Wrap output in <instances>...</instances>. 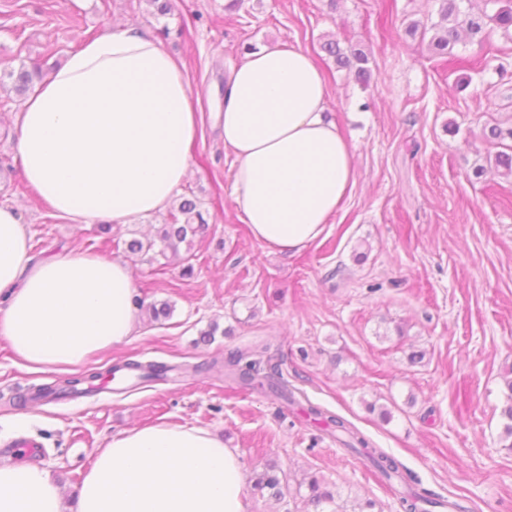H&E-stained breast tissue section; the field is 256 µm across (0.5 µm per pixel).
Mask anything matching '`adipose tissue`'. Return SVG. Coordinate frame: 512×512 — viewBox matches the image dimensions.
I'll list each match as a JSON object with an SVG mask.
<instances>
[{"label":"adipose tissue","mask_w":512,"mask_h":512,"mask_svg":"<svg viewBox=\"0 0 512 512\" xmlns=\"http://www.w3.org/2000/svg\"><path fill=\"white\" fill-rule=\"evenodd\" d=\"M309 53L250 52L224 77L214 125L234 156L232 197L253 236L284 250L323 233L356 185L355 147L328 112ZM27 183L72 224H140L174 204L200 134L181 66L129 25L83 41L16 115ZM136 288L120 261L31 254L0 206V338L29 367H76L132 336ZM0 512H248L235 449L209 430L159 423L112 437L76 497L47 467L0 458Z\"/></svg>","instance_id":"1"}]
</instances>
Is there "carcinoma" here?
Listing matches in <instances>:
<instances>
[{
  "mask_svg": "<svg viewBox=\"0 0 512 512\" xmlns=\"http://www.w3.org/2000/svg\"><path fill=\"white\" fill-rule=\"evenodd\" d=\"M432 2L436 6V20L428 25L413 22L407 27V31L412 35L418 33L423 37L428 33L431 34V47L438 54L447 56L448 63L453 65L469 62L468 56L454 52L455 46L461 44L463 39L466 38L471 43L481 45L487 38L490 24L493 23L505 31L512 28V5L501 6L494 13L489 14L485 10L470 11V8L464 6V3L470 0H432ZM322 49L334 58L338 67L353 73L358 82L366 84L370 81L369 58L363 49L353 45L343 49L335 41L326 42ZM9 76L15 78L16 94L23 96L33 87L35 81L42 78L43 71L37 64L30 69L22 65L18 71L10 72ZM197 219H202V216L196 211V204L185 199L179 205L177 212L170 215V222L163 225L157 238L145 241L133 239L127 243V249L132 253H147L159 245L162 254L168 249L176 253L179 244L197 234L199 230V225L195 224ZM254 355L255 351L252 349H237L229 353L225 360V377L241 387L269 394L287 405L295 404L294 392L288 389L281 373L273 367L270 371H265L264 361L254 358ZM122 368L139 372L143 381L158 379L175 381L186 373V368L180 365H167L154 361L146 363L127 361ZM100 376L99 372H91L67 380L63 387L41 386L38 388V394L41 396L80 395L85 393V389L82 388L84 383ZM505 384L507 407L504 409V416L509 423L504 427L501 442L503 447L512 451V378L505 379ZM304 414L319 418L325 430L336 434L337 442L366 458L387 481L404 484L414 482L408 469L393 456L376 447L347 419L312 404L304 409ZM285 480V472L272 466L254 477V489L260 493L266 490L270 495L282 498ZM293 498H299L314 506L319 512H372L375 508V502L371 500L363 505H349L348 501L328 490L324 480L316 475L302 478L297 483ZM399 506L401 512H467V507L462 503L444 499L427 489H410L403 493L399 498Z\"/></svg>",
  "mask_w": 512,
  "mask_h": 512,
  "instance_id": "1",
  "label": "carcinoma"
}]
</instances>
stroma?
Returning a JSON list of instances; mask_svg holds the SVG:
<instances>
[{
  "label": "stroma",
  "instance_id": "stroma-1",
  "mask_svg": "<svg viewBox=\"0 0 512 512\" xmlns=\"http://www.w3.org/2000/svg\"><path fill=\"white\" fill-rule=\"evenodd\" d=\"M0 0V202L17 206L39 258L62 250L126 263L138 303H169V317L144 315L129 341L94 354L78 374L128 360L213 369L180 381L51 403L31 388L68 380L29 370L0 339V457L30 458L75 493L98 450L121 431L157 423L205 428L235 449L250 512H287L288 502L254 491L253 477L281 467L291 481L315 475L342 499L399 512V492L365 460L336 443L301 406L352 422L441 496L472 512H512V451L504 376L512 369V172L495 163L504 147L491 126L512 127V75L492 57H512V31L470 45L473 67L449 69L428 40L409 35L431 0ZM143 28L184 65L203 135L182 194L195 197L205 227L177 253H130L155 237L161 212L142 224H71L38 202L17 150L22 102L10 71L50 70L85 37ZM168 36H161V29ZM359 45L372 77L361 84L321 50L325 40ZM293 45L308 50L329 86V110L356 146L357 184L323 234L300 250L255 239L232 198L233 163L212 129L224 73L247 53ZM214 330L209 342L200 334ZM264 342L299 403L239 387L218 362ZM423 352L421 361L408 359ZM41 444L27 454L22 440Z\"/></svg>",
  "mask_w": 512,
  "mask_h": 512
}]
</instances>
